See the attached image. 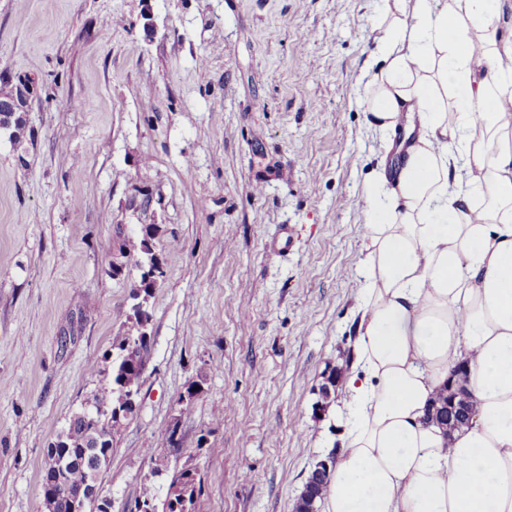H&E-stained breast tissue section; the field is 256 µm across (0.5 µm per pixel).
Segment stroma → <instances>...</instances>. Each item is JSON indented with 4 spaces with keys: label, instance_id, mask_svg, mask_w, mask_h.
<instances>
[{
    "label": "stroma",
    "instance_id": "35a3bbf8",
    "mask_svg": "<svg viewBox=\"0 0 512 512\" xmlns=\"http://www.w3.org/2000/svg\"><path fill=\"white\" fill-rule=\"evenodd\" d=\"M382 7L0 0V86L36 81L23 145L0 139V512H46L48 448L134 303L113 251L148 224L164 273L102 494L127 512L190 466L195 512H293L344 430L320 389L355 343L362 196L393 143L359 105Z\"/></svg>",
    "mask_w": 512,
    "mask_h": 512
}]
</instances>
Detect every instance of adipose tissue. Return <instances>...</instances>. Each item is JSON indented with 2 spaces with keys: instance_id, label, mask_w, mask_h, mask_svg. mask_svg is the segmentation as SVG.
<instances>
[{
  "instance_id": "obj_1",
  "label": "adipose tissue",
  "mask_w": 512,
  "mask_h": 512,
  "mask_svg": "<svg viewBox=\"0 0 512 512\" xmlns=\"http://www.w3.org/2000/svg\"><path fill=\"white\" fill-rule=\"evenodd\" d=\"M385 0L359 103L406 134L388 189L368 184L355 359L322 512H512V41L496 0ZM468 426L430 417L457 365Z\"/></svg>"
}]
</instances>
